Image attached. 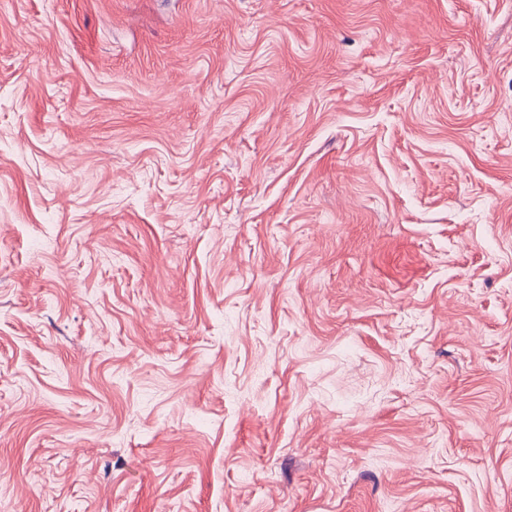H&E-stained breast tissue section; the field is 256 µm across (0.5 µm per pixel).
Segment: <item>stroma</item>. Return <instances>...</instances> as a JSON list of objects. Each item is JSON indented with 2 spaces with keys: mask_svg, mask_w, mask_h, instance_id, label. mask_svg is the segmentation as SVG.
I'll return each instance as SVG.
<instances>
[{
  "mask_svg": "<svg viewBox=\"0 0 512 512\" xmlns=\"http://www.w3.org/2000/svg\"><path fill=\"white\" fill-rule=\"evenodd\" d=\"M0 512H512V0H0Z\"/></svg>",
  "mask_w": 512,
  "mask_h": 512,
  "instance_id": "stroma-1",
  "label": "stroma"
}]
</instances>
